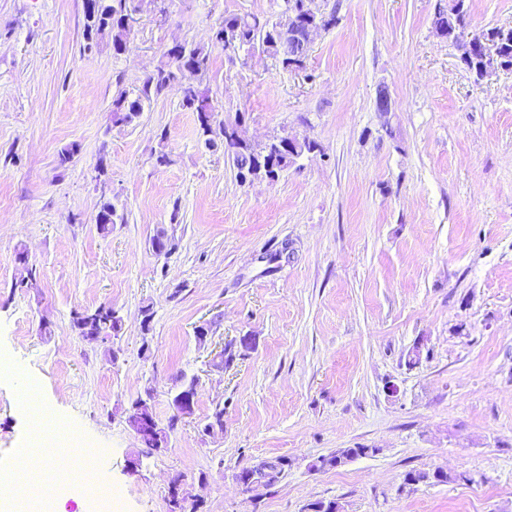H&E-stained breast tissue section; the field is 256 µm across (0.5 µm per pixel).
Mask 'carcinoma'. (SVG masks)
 I'll use <instances>...</instances> for the list:
<instances>
[{"mask_svg": "<svg viewBox=\"0 0 512 512\" xmlns=\"http://www.w3.org/2000/svg\"><path fill=\"white\" fill-rule=\"evenodd\" d=\"M99 8L91 13L84 11L85 34L87 40L106 31L112 34V48L120 54L127 48L129 29L125 25L126 13L125 0H98ZM471 15L466 0H461L458 10L449 16L438 19V24L444 28L450 26L463 33L470 29ZM494 42L498 43L503 54L512 57V28H495L488 31ZM212 41L221 45L226 53H236L240 50L259 49L262 52L281 60L283 66H290V61L295 60L301 64L307 57L308 50L298 44L289 42L282 36V28L279 19L260 20L256 16H239L236 14L224 18V23L213 33ZM168 61L158 66L149 74L142 86V97H148L154 93H162L172 84L182 86L181 105L183 108L197 114L201 134L205 137V144L214 145V140L208 134L211 127L212 115L215 109L211 103L207 90L186 81L189 75L204 73L209 66V52L201 45L184 44L181 54L175 53V48L167 51ZM141 97L131 98L125 92L118 93L112 100V122L115 124H130L141 114ZM230 122L222 123L221 135L223 137L224 152L232 161L234 168L246 166L258 177L279 176V173L288 168L302 155V152L294 151L291 144H300L297 138L283 137L285 144L276 147L273 144L248 145L239 144L229 132ZM121 220L116 206L109 200L100 203L97 212V229L106 235L112 231V225ZM73 326L78 335L96 333L101 336V341H109L117 335L119 317L116 311L108 309V312L99 317L75 314ZM289 460L279 457L274 460H259L256 463L243 468L245 472L261 474L270 477L273 482H278L288 472ZM471 481L465 474L454 476L445 471L436 476H431L426 470H411L404 477V484L417 486L421 483L440 484L449 481Z\"/></svg>", "mask_w": 512, "mask_h": 512, "instance_id": "1", "label": "carcinoma"}]
</instances>
